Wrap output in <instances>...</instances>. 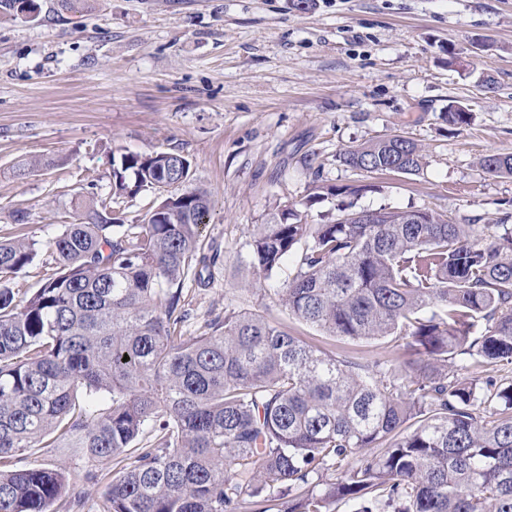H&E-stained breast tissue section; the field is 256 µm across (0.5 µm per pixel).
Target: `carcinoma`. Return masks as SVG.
Here are the masks:
<instances>
[{
    "label": "carcinoma",
    "mask_w": 512,
    "mask_h": 512,
    "mask_svg": "<svg viewBox=\"0 0 512 512\" xmlns=\"http://www.w3.org/2000/svg\"><path fill=\"white\" fill-rule=\"evenodd\" d=\"M425 159L402 135L336 155L381 175ZM480 163L512 175V154ZM192 181L180 152L121 154L110 200L76 209L50 243L42 286L19 300L0 285V512L81 505L64 465L16 466L35 448L124 462L97 512H512V378L476 376L512 366V226L487 239L434 210L365 224L347 206L324 224L288 207L253 225L240 263L270 280L292 260L272 289L289 314L348 342L402 340L418 356L402 370L255 313L226 309L190 334L185 281L209 284L210 201ZM143 192L159 203L125 223L112 204ZM354 192L316 185L307 204ZM38 252L0 238V279Z\"/></svg>",
    "instance_id": "obj_1"
}]
</instances>
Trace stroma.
Masks as SVG:
<instances>
[{"instance_id": "1", "label": "stroma", "mask_w": 512, "mask_h": 512, "mask_svg": "<svg viewBox=\"0 0 512 512\" xmlns=\"http://www.w3.org/2000/svg\"><path fill=\"white\" fill-rule=\"evenodd\" d=\"M38 16L0 21V236L39 243L8 282L39 288L48 247L74 204L107 198L112 161L178 151L207 191L202 237L220 256L209 286L186 281L193 327L235 308L264 314L328 353L387 354L384 342L345 345L289 317L239 255L248 230L296 208L319 224L337 200L306 206L313 184L353 185L355 210H424L480 227L512 216V176L479 164L512 154V0H84L78 12L35 0ZM466 106L468 124L441 119ZM401 132L420 144L416 175L361 174L337 154ZM55 166L15 177L18 162ZM26 220L14 222L15 211ZM65 460L93 512L117 464L92 467L68 448H38L24 468Z\"/></svg>"}]
</instances>
